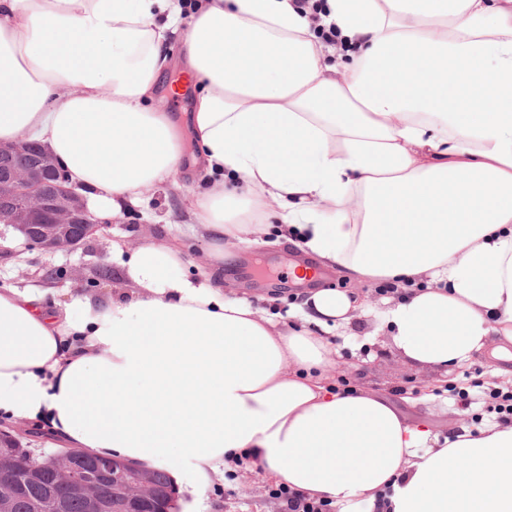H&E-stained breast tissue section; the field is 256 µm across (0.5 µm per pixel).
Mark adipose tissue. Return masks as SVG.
<instances>
[{
  "label": "adipose tissue",
  "mask_w": 512,
  "mask_h": 512,
  "mask_svg": "<svg viewBox=\"0 0 512 512\" xmlns=\"http://www.w3.org/2000/svg\"><path fill=\"white\" fill-rule=\"evenodd\" d=\"M183 14L182 0H0V141L43 144L103 215L191 167L208 262L190 275L146 234L113 243L126 285L106 299L0 288V413L195 493L246 454L338 512H512V422L442 438L370 389L337 390L356 294L307 290L295 327L220 283L225 239L276 228L323 268L389 284L404 361L444 372L483 355L512 384V0ZM177 35L195 94L182 125L151 104Z\"/></svg>",
  "instance_id": "obj_1"
}]
</instances>
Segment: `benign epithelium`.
<instances>
[{
  "instance_id": "1",
  "label": "benign epithelium",
  "mask_w": 512,
  "mask_h": 512,
  "mask_svg": "<svg viewBox=\"0 0 512 512\" xmlns=\"http://www.w3.org/2000/svg\"><path fill=\"white\" fill-rule=\"evenodd\" d=\"M19 232L28 245L45 252H74L110 221L97 218L84 197L69 183L65 170L46 147L21 137L0 142V225ZM0 509L20 495L25 484L48 477L51 484L84 499L88 512H111L112 473L130 474L122 489L126 512H173L176 489L160 498L151 473L133 464L97 457L75 448L35 455L22 445L21 435L0 434ZM34 461L23 476L4 471L14 459Z\"/></svg>"
}]
</instances>
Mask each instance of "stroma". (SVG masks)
<instances>
[{
    "label": "stroma",
    "instance_id": "35a3bbf8",
    "mask_svg": "<svg viewBox=\"0 0 512 512\" xmlns=\"http://www.w3.org/2000/svg\"><path fill=\"white\" fill-rule=\"evenodd\" d=\"M194 187L192 173L182 171L171 176L143 201L124 203L113 216L111 227L97 233L86 249L73 254L29 248L12 228L0 229V246L5 249L0 255V288L45 284L61 302L66 301L68 289L75 286L91 289L96 296L111 294L113 289L125 287L126 282L118 273L110 281H100V267L111 266L113 243L130 242L143 233L152 234L158 244L181 246L187 255V272H200L206 257L202 242L190 227ZM224 268L225 287L254 303L272 295V303L265 305L267 314L291 325L297 323L303 285L291 282L268 292L240 278L232 262H225ZM315 285L356 293L367 307L365 315L336 331V360L344 366L351 386L375 391L396 404L410 421L426 422L442 436L463 426L477 429L488 419V412L480 406L463 409L458 397L462 390L472 395L490 392L485 357H475L470 364L449 368L444 374L418 369L387 346L388 330L379 315L381 295L375 284H356L345 270L334 269L323 271ZM269 488L258 472L240 470L232 477H214L202 496L186 493L182 499L185 512H282L281 504L269 497Z\"/></svg>",
    "mask_w": 512,
    "mask_h": 512
}]
</instances>
